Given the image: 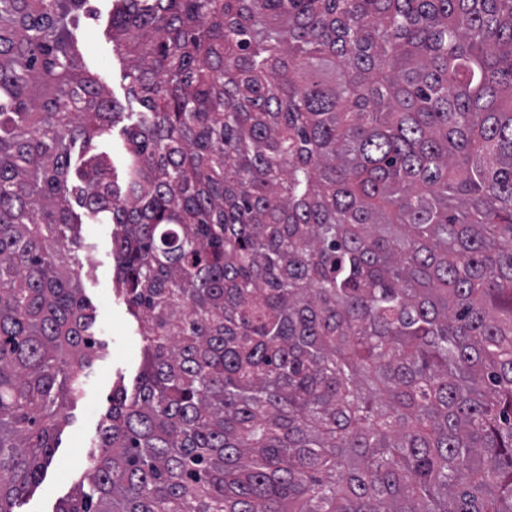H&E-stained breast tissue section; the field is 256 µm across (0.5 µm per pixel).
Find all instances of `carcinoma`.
I'll list each match as a JSON object with an SVG mask.
<instances>
[{
	"instance_id": "obj_1",
	"label": "carcinoma",
	"mask_w": 512,
	"mask_h": 512,
	"mask_svg": "<svg viewBox=\"0 0 512 512\" xmlns=\"http://www.w3.org/2000/svg\"><path fill=\"white\" fill-rule=\"evenodd\" d=\"M88 2L0 0V512L102 221L143 362L56 512H512V0H110L127 112ZM106 7L105 0H91L89 10L80 12L75 24L77 32L85 39L90 69L104 79L111 94L123 100L119 65L114 63L112 69L111 42L106 34Z\"/></svg>"
}]
</instances>
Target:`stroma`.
Returning a JSON list of instances; mask_svg holds the SVG:
<instances>
[{"mask_svg": "<svg viewBox=\"0 0 512 512\" xmlns=\"http://www.w3.org/2000/svg\"><path fill=\"white\" fill-rule=\"evenodd\" d=\"M106 0H91L88 11L79 13L77 31L86 42L89 67L107 83L115 97H122L119 69L112 66L111 43L106 34ZM86 243L77 257L83 265L81 283L86 299L96 310L94 331L102 347L86 381L82 397L66 413L55 463L48 468L36 492L17 504V512H55L58 503L73 490L85 470L86 459L95 452L99 426L110 407L113 384L132 379L140 366L142 338L130 323L124 304L115 296L112 282V227L86 224L81 231Z\"/></svg>", "mask_w": 512, "mask_h": 512, "instance_id": "1", "label": "stroma"}]
</instances>
